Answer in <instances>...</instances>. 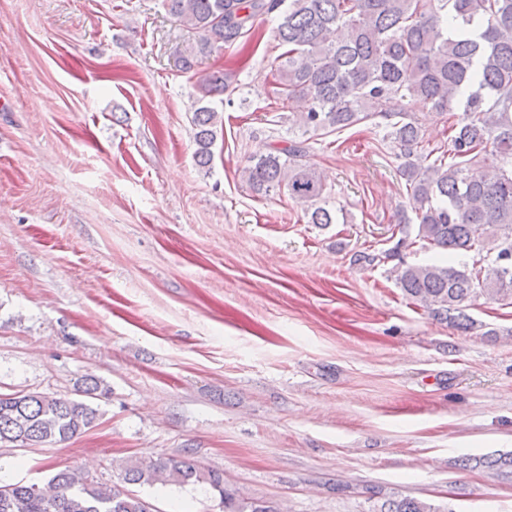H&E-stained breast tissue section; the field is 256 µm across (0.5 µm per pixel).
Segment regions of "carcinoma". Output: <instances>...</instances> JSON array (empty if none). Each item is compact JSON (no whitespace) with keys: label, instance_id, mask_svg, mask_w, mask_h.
Listing matches in <instances>:
<instances>
[{"label":"carcinoma","instance_id":"obj_1","mask_svg":"<svg viewBox=\"0 0 512 512\" xmlns=\"http://www.w3.org/2000/svg\"><path fill=\"white\" fill-rule=\"evenodd\" d=\"M168 11L199 36L181 57H198L250 33L283 4L274 30L283 49L273 69L274 99L288 104L300 137L273 145L242 172L250 190L285 189L305 206L310 224H334L320 205L326 184L307 164L308 141L362 123L383 130L410 189L419 239L450 255L474 253L472 264H399L390 275L404 296L453 327L474 328L466 313L480 297L512 304V0H165ZM221 70L197 84L195 158L211 168L218 111L211 98L232 86ZM419 99L448 115L447 148L416 161L425 132L406 111ZM107 394L93 377L79 398L0 393V444L62 443L95 426L90 400ZM126 484L205 485L222 512H276L224 486V472L191 458L136 459ZM0 512H156L133 491L63 469L39 487L0 484ZM377 512H453L427 501L387 499Z\"/></svg>","mask_w":512,"mask_h":512}]
</instances>
